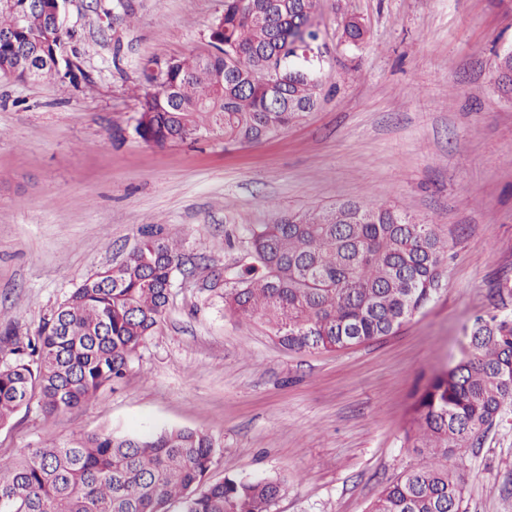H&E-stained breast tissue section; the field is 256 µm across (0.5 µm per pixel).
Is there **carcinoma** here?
<instances>
[{
    "mask_svg": "<svg viewBox=\"0 0 512 512\" xmlns=\"http://www.w3.org/2000/svg\"><path fill=\"white\" fill-rule=\"evenodd\" d=\"M224 0L209 28L211 51L160 65L163 84L144 95L133 127L159 147L195 142L214 130L255 142L288 127L318 102L301 26L316 0ZM0 75L55 80L73 88L92 77L68 47L69 32L28 0H0ZM249 262L226 266L224 310L266 324L297 351H340L396 334L440 293L448 237L371 202H343L247 227ZM180 244L143 232L119 264L83 280L22 340L0 331V428L32 401L47 418L88 403L121 380L164 319ZM494 310L468 330V353L434 376L414 404L409 448L432 460L405 470L368 512H460L462 487L448 461L481 443L512 409V279L492 286ZM216 444L207 433L168 428L143 436L100 432L70 445L0 460V512H270L275 479L208 482Z\"/></svg>",
    "mask_w": 512,
    "mask_h": 512,
    "instance_id": "obj_1",
    "label": "carcinoma"
}]
</instances>
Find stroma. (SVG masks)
Segmentation results:
<instances>
[{
  "instance_id": "35a3bbf8",
  "label": "stroma",
  "mask_w": 512,
  "mask_h": 512,
  "mask_svg": "<svg viewBox=\"0 0 512 512\" xmlns=\"http://www.w3.org/2000/svg\"><path fill=\"white\" fill-rule=\"evenodd\" d=\"M71 0L93 86L0 77V329L36 335L84 279L120 262L145 226L180 239L165 320L125 378L45 419L0 429V459L105 430L171 427L217 443L209 479L279 480L270 512H366L428 455L404 445L423 388L462 357L465 327L512 275V0H317L319 104L250 145L214 131L156 147L133 134L141 68L209 50L224 0ZM365 36L351 43L346 18ZM371 200L437 225L448 269L435 302L379 342L295 352L224 314L215 271L239 261L246 225ZM461 512H512V411L455 461Z\"/></svg>"
}]
</instances>
